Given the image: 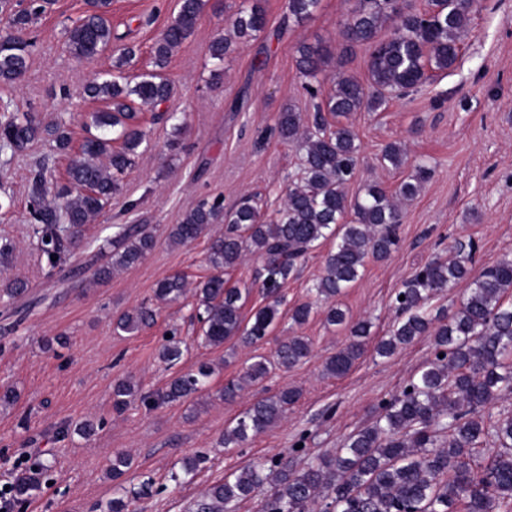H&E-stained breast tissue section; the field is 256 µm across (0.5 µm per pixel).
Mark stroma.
I'll return each instance as SVG.
<instances>
[{
	"label": "stroma",
	"instance_id": "1",
	"mask_svg": "<svg viewBox=\"0 0 512 512\" xmlns=\"http://www.w3.org/2000/svg\"><path fill=\"white\" fill-rule=\"evenodd\" d=\"M256 2L266 27L244 42L232 32L239 0H205L190 36L158 69L152 48L176 16L179 0H112L113 36L118 44L137 48L128 74L158 71L172 87L161 109L177 118L166 121L140 110L148 147L105 211L82 228L60 274L47 276L40 264L30 235L28 195L30 174L40 165L51 169L52 183L66 181V156L57 154L51 142L38 140L0 164V187L12 197L11 204L0 207V237L16 244L0 271L29 284L24 296L0 300V326L16 325L9 335L0 334V489L37 463L48 466L32 500L13 512H100L116 495L109 470L118 452L132 460L123 478L126 490L149 488L132 500L133 512H190L199 494L225 474L276 455L290 456L297 440L307 448L306 454L291 456L299 468L341 447L432 356V338L425 335L388 358L367 353L344 377L325 375L326 359L346 343L348 330L328 325L318 306L305 324L291 319L292 308L309 301L308 290L322 273L328 251L323 245L284 285L275 330L277 339L308 337L310 356L293 369L245 386L234 401L220 396L229 381L256 356L271 354L275 344L245 346L230 339L218 348L200 345V326L191 319L192 289L211 275L209 238L225 227L212 225L184 245L169 242V228L203 200L217 198L231 208L250 196L267 220L283 207L298 156L279 137L278 117L290 108L306 125L315 119V101L296 69L301 44L342 59L347 75L361 81L368 76L365 50L341 37L357 0H321L317 12L299 24L287 20L286 0ZM86 9L85 0H51L34 26L27 71L15 82L0 83V106L37 112L47 123L65 120L76 146L85 137L86 116L103 108L83 90L93 77H109L114 61L109 50L85 59L68 51L66 31ZM221 36L232 39L233 46L219 62L208 47ZM349 121L360 141L349 195L372 181L392 194L416 166L432 171L404 209L399 249L385 261L368 262L362 277L337 298L352 319L371 321L376 340L395 322L393 299L403 281L449 244L476 243V273L512 252V0H479L452 69L433 73L417 91L379 111L352 113ZM391 142L405 149L402 168L379 163ZM121 226L150 233L155 245L138 263L93 282ZM176 273L189 287L183 297L156 306L153 324L135 335L115 333L123 312L150 303L157 283ZM170 332L186 347L172 367L159 357ZM203 363L211 365L213 375L194 407L172 403L149 409L138 401L122 412L112 407L116 381L131 380L141 393L152 394L171 377ZM284 387L301 392L285 418L244 447L223 446L224 431L236 417ZM10 390L16 400L2 401ZM84 421L93 423L91 435L77 433L76 424ZM62 426L70 433L61 438ZM195 455L205 461L194 478L171 481L170 471Z\"/></svg>",
	"mask_w": 512,
	"mask_h": 512
}]
</instances>
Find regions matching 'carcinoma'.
<instances>
[{
    "mask_svg": "<svg viewBox=\"0 0 512 512\" xmlns=\"http://www.w3.org/2000/svg\"><path fill=\"white\" fill-rule=\"evenodd\" d=\"M320 0H288V18L299 23L310 17ZM111 0H87L88 9L67 30V47L77 58L97 55L112 46V24L108 19ZM204 0H181L177 16L154 44L155 66L161 68L191 34ZM475 0H428L423 11L409 0H358V7L344 24L341 36L349 44L368 51V79L363 83L338 71L331 92L317 104V112L334 118L353 112H374L394 97L417 90L428 79V71H445L459 59L467 21ZM45 11L42 4L16 9L14 0H0V20L6 21L0 36V80L11 82L22 76L34 44L31 26ZM392 22L393 32L379 38L381 27ZM266 19L257 5H242L232 28L236 37L247 39L263 31ZM112 77L93 81L84 95L103 101L107 108L94 113L98 130L89 134L76 153L63 121L41 124L37 115L25 112L0 114V152L15 154L43 137L70 156L68 182L49 194L46 168L30 179L29 213L40 261L47 273L63 265L72 254L78 229L98 216L119 191L118 176L136 164L147 132L138 121L133 104L157 107L171 96L170 84L155 73L129 78L125 67L136 49H117ZM298 70L311 97L324 76L327 56L316 46L298 48ZM280 137L300 152V179L288 188L287 201L269 222L260 221L256 207L244 201L226 211L215 200H203L186 212L181 223L171 226L168 238L186 244L200 237L209 225L227 224L224 234L210 238L207 259L214 274L196 286L193 318L200 324L201 343L221 347L238 337L244 345L266 340L280 316L279 288L294 275L297 262L324 241L332 243L324 260V272L313 290L327 303L330 325L349 326L344 347L325 361L327 373L343 377L368 350L371 322H351L335 302L343 290L362 275L367 260L383 261L399 246L398 228L403 218L401 202L413 200L430 178L420 166L404 179L392 196L374 182L363 192L348 197L345 187L355 175L360 145L349 124L326 128L319 116L315 130L302 129L300 113H280ZM405 152L398 143L388 144L380 155L384 167L399 168ZM110 261L95 272L99 280L111 277L112 269L141 260L154 246L148 233L119 228L113 237ZM474 242H456L448 254L439 255L416 270L402 284L396 300L400 318L389 335L377 340L373 352L388 358L411 344L416 337L433 336V358L413 376L399 393L383 400L374 423L352 435L343 447L322 455L300 470L280 457L243 467L211 485L197 503L195 512H229V505L247 498L263 484L270 494L263 512H310L318 497L327 500L333 512H495L512 505V417L490 423L486 408L503 393H512V257L504 256L469 279ZM264 259L266 276L262 292L267 303L250 318L243 317L246 288L228 287L224 274L235 269L245 253ZM470 280L456 311L432 312L430 301L454 285ZM27 282L13 278L0 285V300L25 294ZM185 280L173 275L157 283L154 298L171 302L184 295ZM153 316L149 306L124 313L114 324L116 333H135ZM311 354L303 336L278 342L273 359L261 357L251 363L242 380L224 386V400H234L243 389L241 381L256 383L271 368L288 370ZM183 350L176 336L165 339L160 358L176 364ZM212 367L201 364L194 371L169 380L151 395H138L128 381L112 389V407L120 412L138 399L150 408L184 402L206 390ZM300 398V391L283 389L255 402L241 413L225 433L224 447H241L279 421ZM495 449L485 453L488 443ZM202 457L187 458L170 479L180 483L194 475ZM42 470L19 475L13 484V501L25 504L40 485Z\"/></svg>",
    "mask_w": 512,
    "mask_h": 512,
    "instance_id": "cac0c4a2",
    "label": "carcinoma"
}]
</instances>
